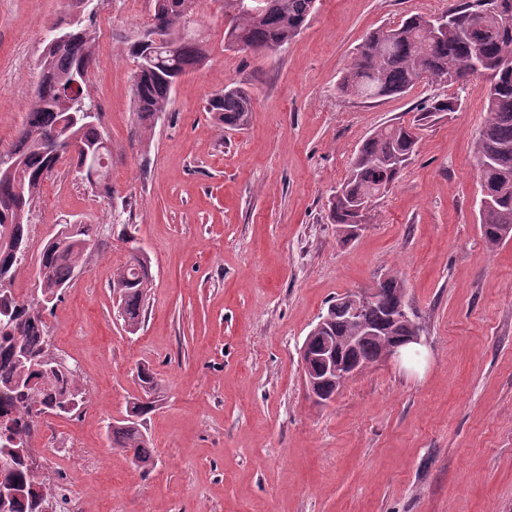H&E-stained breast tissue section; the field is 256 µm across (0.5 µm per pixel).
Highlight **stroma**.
Instances as JSON below:
<instances>
[{"mask_svg": "<svg viewBox=\"0 0 512 512\" xmlns=\"http://www.w3.org/2000/svg\"><path fill=\"white\" fill-rule=\"evenodd\" d=\"M92 5L100 64L87 90L112 149V197L60 165L29 216L31 246L64 222L128 221L153 282L144 323L126 333L109 284L127 246L106 233L47 316L94 396L82 421L55 418L49 475L89 488L85 512H512V241L491 248L480 234L473 155L488 80L471 78L458 111L419 127L371 223L345 242L327 220L362 141L452 93L420 83L366 101L340 94L339 77L370 31L448 0H317L294 41L268 53L225 49L223 0H199L190 29L209 56L143 138L125 48L153 4ZM61 9L0 0V151ZM233 82L253 112L224 131L205 105ZM391 272L421 328L418 355L375 363L315 403L299 348L329 302ZM142 364L159 384L147 474L107 431L142 396ZM75 442L104 467L77 463Z\"/></svg>", "mask_w": 512, "mask_h": 512, "instance_id": "1", "label": "stroma"}]
</instances>
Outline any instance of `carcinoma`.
<instances>
[{"label": "carcinoma", "instance_id": "1", "mask_svg": "<svg viewBox=\"0 0 512 512\" xmlns=\"http://www.w3.org/2000/svg\"><path fill=\"white\" fill-rule=\"evenodd\" d=\"M83 0H62L55 24L70 32L62 44L46 43L39 78L28 112L7 154L12 161L0 168V241H14L15 252L0 248V393L25 411L74 416L86 407L87 393L77 368L57 367V352L51 345L44 313L61 300L63 290L86 264L99 236L93 224H60L36 257L37 294L19 299L13 291L17 270L30 254L28 214L42 188L57 170L58 155L45 151L54 137L71 140L64 162L102 195L111 194L109 158L103 149V176L92 178L95 154L106 142L101 124L87 120L72 122L74 112L97 111L87 93V79L97 64L95 30L80 22L71 24ZM149 26L166 36L169 48L153 49L133 39L125 53L137 68L133 80V101L140 135L150 133L166 111L175 84L198 69L209 52L202 40L186 37L184 31L194 14L196 0H153ZM316 0H272L263 12L239 11L224 30L227 48L253 52L277 51L299 35L314 11ZM476 0H448L443 19L464 35H444L431 28V19L420 14L407 16L398 25L375 29L363 39L340 76L341 93L366 99L403 94L421 82L445 86H466L470 77L489 80L487 115L473 145L480 190L490 194L479 203L480 233L485 243L498 246L512 239V0H499L501 8L481 20L473 16ZM461 99H437L421 110L454 112ZM207 112L226 130H240L250 121L253 105L250 92L237 83L224 87L208 100ZM414 128L402 123L375 130L356 150L347 178L336 189L330 206V223L343 234H352L358 224H368L371 211L356 205L389 192L415 150ZM151 264L144 250L133 245L126 261L112 272L110 288L118 297V314L129 333L140 329L145 301L151 288ZM375 300L357 320L334 303L327 309L328 320L312 344L322 346V337L344 341L363 335L371 327L376 335L357 342L355 349L340 352L345 363L368 367L375 363L384 340L416 324L415 314L393 320L405 296V283L393 272L378 281ZM145 398L126 406V416L109 425L112 447L132 453L133 463L145 472L154 467V450L142 430L143 421L154 408L157 392L155 373L146 366L137 369ZM79 401L74 410L71 400ZM30 424L11 419L0 433V512H43L52 504L60 508L64 493L58 482L24 463L29 450Z\"/></svg>", "mask_w": 512, "mask_h": 512}]
</instances>
